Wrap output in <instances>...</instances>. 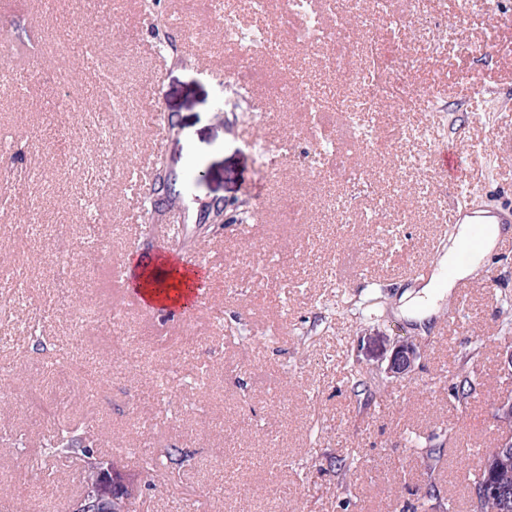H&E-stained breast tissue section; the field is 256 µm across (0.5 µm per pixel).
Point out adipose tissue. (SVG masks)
I'll return each instance as SVG.
<instances>
[{
	"label": "adipose tissue",
	"mask_w": 512,
	"mask_h": 512,
	"mask_svg": "<svg viewBox=\"0 0 512 512\" xmlns=\"http://www.w3.org/2000/svg\"><path fill=\"white\" fill-rule=\"evenodd\" d=\"M453 261V255L442 256L438 261L439 273L422 284L418 291L402 294L399 306L401 316L426 322L434 313L437 301L443 299L447 289L453 287L455 279L469 277L478 269L474 263L457 268L455 279L450 280L444 277L442 269ZM127 270L131 288L140 293L147 303L162 308L186 306L201 281L199 272L188 269L178 259L163 253L129 258Z\"/></svg>",
	"instance_id": "obj_1"
}]
</instances>
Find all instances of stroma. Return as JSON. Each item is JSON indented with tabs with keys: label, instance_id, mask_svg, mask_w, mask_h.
Instances as JSON below:
<instances>
[{
	"label": "stroma",
	"instance_id": "35a3bbf8",
	"mask_svg": "<svg viewBox=\"0 0 512 512\" xmlns=\"http://www.w3.org/2000/svg\"><path fill=\"white\" fill-rule=\"evenodd\" d=\"M215 5L0 0V76L19 78L0 87V179L10 183L0 267L37 276L53 258L63 281L20 302L0 282V368L14 367L18 347L32 367L26 384L0 391V512L19 498L51 512L80 492L78 462L41 453L62 418L134 451L187 452L189 466L161 469L137 512H411L431 482L452 512H471L496 404L512 396L500 365L512 235L427 325L397 306L451 245L450 209L473 198L512 207V0H389L380 12L360 0L348 12L361 65L392 58V84L417 91L382 104L381 152L347 115L327 113L345 165L362 174L353 184L337 183L300 114L273 103L258 113L262 86L225 83L237 57L208 13ZM89 49L130 102L100 136L81 113L111 110L94 89L100 72L86 68ZM451 151L474 197L448 181ZM133 158L148 169L162 160L176 177L172 219L143 220L152 181L128 190ZM285 197L301 223L281 216ZM215 201L227 205L223 223H202ZM161 249L208 260L189 317L150 312L112 280L113 261ZM339 287L342 309L328 303ZM35 319L48 343L78 341L95 372L48 364L25 329ZM107 322L133 349L155 337L170 399L146 402L151 376L119 367ZM399 340L416 347L415 366L379 388ZM463 372L478 382L465 407L450 392ZM432 445L445 461L431 479L420 451ZM337 461L353 466L343 486Z\"/></svg>",
	"mask_w": 512,
	"mask_h": 512
}]
</instances>
